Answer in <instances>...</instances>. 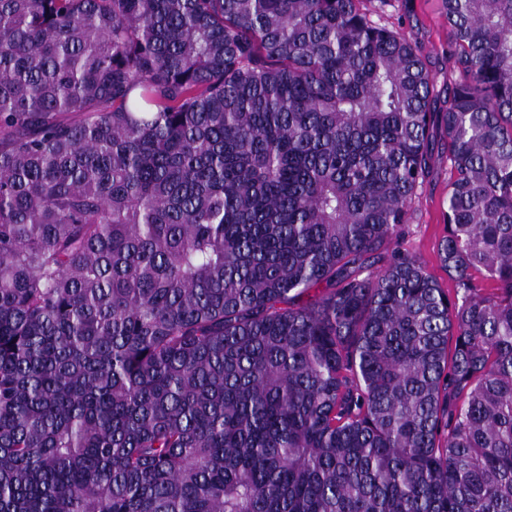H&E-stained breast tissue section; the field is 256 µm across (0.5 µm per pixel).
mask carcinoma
Returning <instances> with one entry per match:
<instances>
[{
	"mask_svg": "<svg viewBox=\"0 0 512 512\" xmlns=\"http://www.w3.org/2000/svg\"><path fill=\"white\" fill-rule=\"evenodd\" d=\"M385 2L0 0V512H512V0ZM440 1L390 0L384 20L425 48L427 63L436 73L435 90L444 98L443 91L457 75L448 67V25H445ZM433 168L422 188L414 197L408 223L404 225L401 236L393 245L402 252L419 255L430 273L454 297L456 282L448 277L438 255L439 243L446 235L444 212L448 197V183L452 170L448 155L444 149L440 133L433 138Z\"/></svg>",
	"mask_w": 512,
	"mask_h": 512,
	"instance_id": "obj_1",
	"label": "carcinoma"
}]
</instances>
